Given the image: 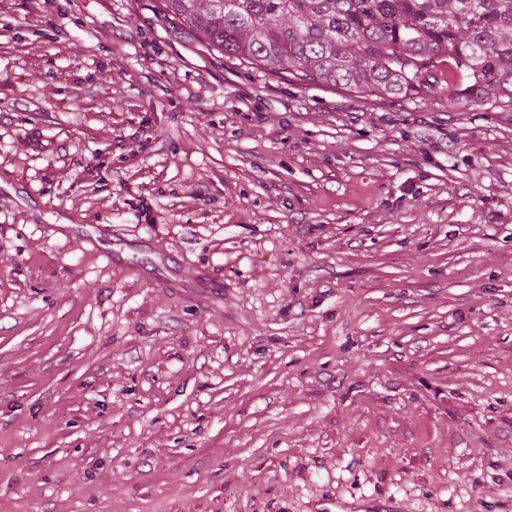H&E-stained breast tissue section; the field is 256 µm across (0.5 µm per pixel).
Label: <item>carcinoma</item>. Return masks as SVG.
Instances as JSON below:
<instances>
[{
  "label": "carcinoma",
  "instance_id": "1",
  "mask_svg": "<svg viewBox=\"0 0 512 512\" xmlns=\"http://www.w3.org/2000/svg\"><path fill=\"white\" fill-rule=\"evenodd\" d=\"M227 57L397 98L448 92L512 108V0H162Z\"/></svg>",
  "mask_w": 512,
  "mask_h": 512
}]
</instances>
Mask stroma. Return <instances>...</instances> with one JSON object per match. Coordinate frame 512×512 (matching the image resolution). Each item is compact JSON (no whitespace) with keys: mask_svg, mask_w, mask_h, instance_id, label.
Here are the masks:
<instances>
[{"mask_svg":"<svg viewBox=\"0 0 512 512\" xmlns=\"http://www.w3.org/2000/svg\"><path fill=\"white\" fill-rule=\"evenodd\" d=\"M384 498L512 512V111L0 0V512Z\"/></svg>","mask_w":512,"mask_h":512,"instance_id":"stroma-1","label":"stroma"}]
</instances>
